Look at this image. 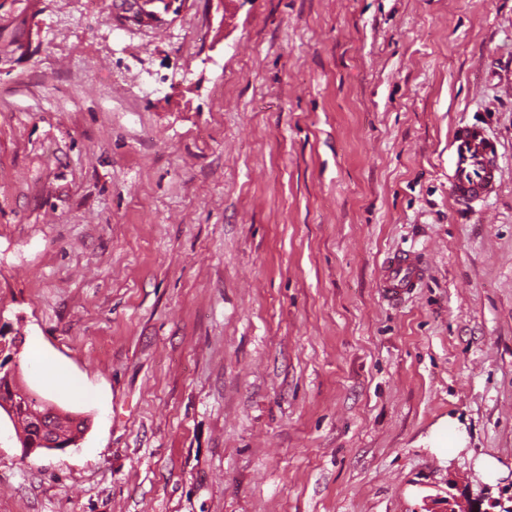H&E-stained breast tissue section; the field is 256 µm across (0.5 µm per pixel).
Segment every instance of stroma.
<instances>
[{
	"mask_svg": "<svg viewBox=\"0 0 512 512\" xmlns=\"http://www.w3.org/2000/svg\"><path fill=\"white\" fill-rule=\"evenodd\" d=\"M168 3L43 0L0 66V330L87 425L28 454L0 412V512H445L511 480L512 0ZM464 123L503 168L472 211ZM396 250L428 264L397 307ZM449 194L469 209L496 193L502 181L498 143L482 126L458 125L448 143ZM378 282L380 294L390 304L402 303L424 280L427 266L418 253L396 251L389 254L382 263Z\"/></svg>",
	"mask_w": 512,
	"mask_h": 512,
	"instance_id": "obj_1",
	"label": "stroma"
}]
</instances>
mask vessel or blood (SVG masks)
<instances>
[{"label":"vessel or blood","mask_w":512,"mask_h":512,"mask_svg":"<svg viewBox=\"0 0 512 512\" xmlns=\"http://www.w3.org/2000/svg\"><path fill=\"white\" fill-rule=\"evenodd\" d=\"M449 193L469 209L496 193L502 181L499 146L482 126H457L448 143ZM427 266L418 253L396 251L382 263L378 282L385 301L402 303L424 280Z\"/></svg>","instance_id":"b4317fda"}]
</instances>
